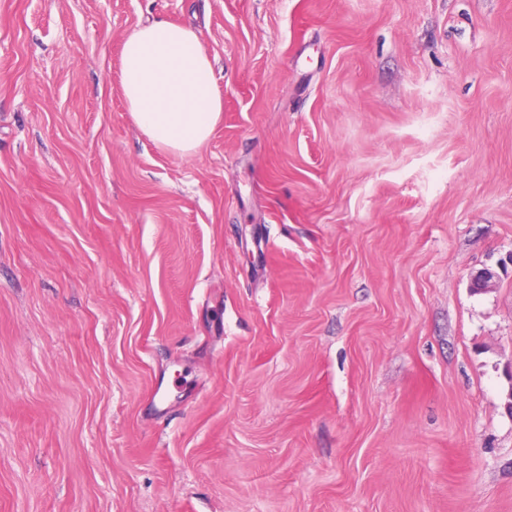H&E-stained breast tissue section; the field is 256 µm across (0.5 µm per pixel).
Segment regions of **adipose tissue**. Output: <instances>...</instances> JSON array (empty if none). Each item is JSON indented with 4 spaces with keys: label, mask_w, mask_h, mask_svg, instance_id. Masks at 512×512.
<instances>
[{
    "label": "adipose tissue",
    "mask_w": 512,
    "mask_h": 512,
    "mask_svg": "<svg viewBox=\"0 0 512 512\" xmlns=\"http://www.w3.org/2000/svg\"><path fill=\"white\" fill-rule=\"evenodd\" d=\"M121 59L127 110L158 148L188 155L209 140L222 119L224 101L194 29L151 20L125 39Z\"/></svg>",
    "instance_id": "obj_1"
}]
</instances>
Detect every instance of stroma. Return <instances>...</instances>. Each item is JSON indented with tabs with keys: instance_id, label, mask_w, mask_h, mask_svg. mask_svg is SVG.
<instances>
[{
	"instance_id": "obj_1",
	"label": "stroma",
	"mask_w": 512,
	"mask_h": 512,
	"mask_svg": "<svg viewBox=\"0 0 512 512\" xmlns=\"http://www.w3.org/2000/svg\"><path fill=\"white\" fill-rule=\"evenodd\" d=\"M511 253L512 0H0V512H512ZM121 59L127 110L158 148L188 155L209 140L222 119L224 101L194 29L153 19L125 39Z\"/></svg>"
}]
</instances>
